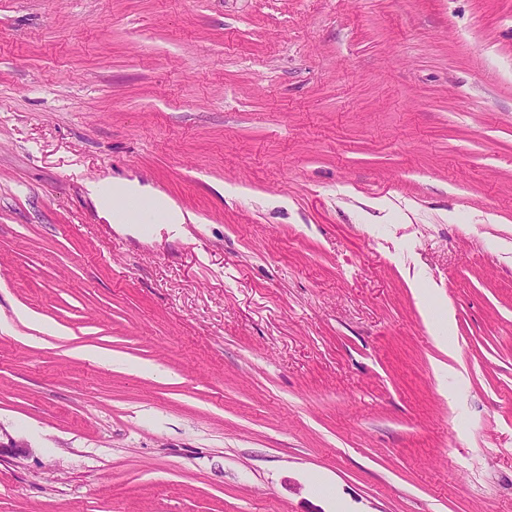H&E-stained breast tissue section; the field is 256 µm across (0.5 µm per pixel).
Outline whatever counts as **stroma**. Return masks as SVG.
<instances>
[{"label": "stroma", "instance_id": "stroma-1", "mask_svg": "<svg viewBox=\"0 0 512 512\" xmlns=\"http://www.w3.org/2000/svg\"><path fill=\"white\" fill-rule=\"evenodd\" d=\"M0 430V512H512V0H0ZM87 190L90 198L94 201L97 207L107 213V204L114 194L122 195H137L143 188L137 182L126 181L124 184H114L111 179H99L97 181L89 182ZM2 435H5L7 442L2 441ZM31 447L26 440L22 438L12 437L7 434H2L0 430V460L8 457L13 460H22L30 456Z\"/></svg>", "mask_w": 512, "mask_h": 512}]
</instances>
